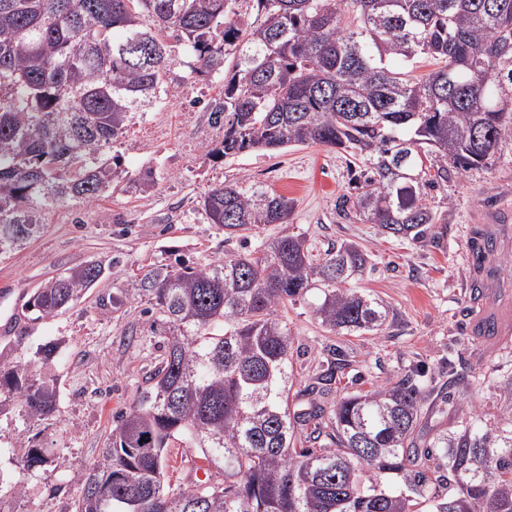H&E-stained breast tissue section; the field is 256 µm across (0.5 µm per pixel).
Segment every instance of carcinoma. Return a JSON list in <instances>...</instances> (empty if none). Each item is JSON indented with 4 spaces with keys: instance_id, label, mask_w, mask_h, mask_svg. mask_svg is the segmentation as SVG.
I'll return each mask as SVG.
<instances>
[{
    "instance_id": "carcinoma-1",
    "label": "carcinoma",
    "mask_w": 512,
    "mask_h": 512,
    "mask_svg": "<svg viewBox=\"0 0 512 512\" xmlns=\"http://www.w3.org/2000/svg\"><path fill=\"white\" fill-rule=\"evenodd\" d=\"M235 2L0 0V257L40 233L50 206L128 179L107 149L171 92L170 38L195 74L224 75L210 107L223 156L341 149L359 172L336 213L383 235L424 238L436 214L421 191L447 181L450 163L492 165L512 135V0H245L255 25ZM421 58L436 68L416 77ZM200 205L231 234L286 224L293 209L243 181L211 186ZM367 264L354 243L316 260L306 238L285 234L205 268L146 273L131 295L164 325V352L101 457L72 471L75 512H512V428L473 423L419 446L422 392L409 375L330 411H288L293 336L279 311L313 295L329 331L379 329L385 307L346 287ZM103 272L99 261L69 268L25 310L54 317ZM22 340L0 351V416L31 427L60 413L55 378L32 371L60 350ZM303 433L319 447H296ZM175 440L224 482H167ZM12 455L28 476L50 462L30 439Z\"/></svg>"
}]
</instances>
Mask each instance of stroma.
Listing matches in <instances>:
<instances>
[{
	"label": "stroma",
	"mask_w": 512,
	"mask_h": 512,
	"mask_svg": "<svg viewBox=\"0 0 512 512\" xmlns=\"http://www.w3.org/2000/svg\"><path fill=\"white\" fill-rule=\"evenodd\" d=\"M175 56L169 79L174 88L190 87L196 99L187 106L166 99L134 114L125 138L108 150L131 177L125 190L50 208L42 233L0 258V347L22 332L61 344L58 362L34 367L59 386L61 420L41 426L37 436L51 462L26 496L12 502L13 512H74L80 488L69 479L72 470L99 459L113 416L136 399L143 375L162 354L161 327L149 320L147 301L127 297V289L159 265L204 268L284 233L304 235L319 258L341 243L358 244L370 263L351 285L389 310L379 330L361 335L328 332L303 302L283 310L294 337L290 406L306 405L320 361L338 347L347 366L323 397L325 408L410 375L422 388L425 436L476 421L497 426L511 417L512 335L497 343L473 336L466 312L470 230L485 212L512 208V138L492 166L449 169L447 181L422 198L437 218L431 231L418 241L397 239L377 225L337 217L336 199L349 188L344 152L310 145L216 155L224 130L211 123L207 106L221 97L224 79L193 73L183 49ZM245 180L292 199L287 223L231 236L210 222L201 195L213 184ZM90 260L106 271L81 299L55 317L25 320L23 307L37 288ZM121 294L124 305L113 308ZM459 374L467 377L466 388L449 392V379Z\"/></svg>",
	"instance_id": "1"
}]
</instances>
